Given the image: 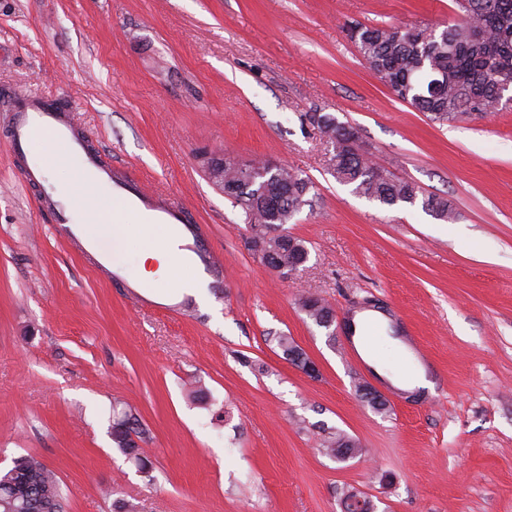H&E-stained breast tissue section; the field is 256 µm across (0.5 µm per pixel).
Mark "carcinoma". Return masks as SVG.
Instances as JSON below:
<instances>
[{
	"instance_id": "carcinoma-1",
	"label": "carcinoma",
	"mask_w": 512,
	"mask_h": 512,
	"mask_svg": "<svg viewBox=\"0 0 512 512\" xmlns=\"http://www.w3.org/2000/svg\"><path fill=\"white\" fill-rule=\"evenodd\" d=\"M466 14L437 30L430 26H377L356 24L349 30L370 69L384 85L431 119L450 123L479 116L500 106L501 94L512 90V0H468ZM310 125L331 145V169L336 179L354 193L385 206H421L437 220L456 218L448 199L426 195L420 188L395 178L370 164L359 152L356 131L335 117L308 113ZM212 182L224 190L244 213L247 242L267 260L273 254L281 274L295 272L308 259L304 242L290 234L271 235L285 228L310 200L308 180L284 168H268V162H247L239 170H226ZM301 310L317 326L333 317V307L313 295L299 300ZM284 359L299 365L307 353L287 335L276 337ZM109 435L116 448L141 473L152 461L141 448L147 431L126 409L114 405ZM346 449L357 455L360 445L342 433L329 434L322 451L335 458ZM345 512H373L365 493L350 490ZM65 503L57 475L33 456L19 457L18 464L0 472V512H64Z\"/></svg>"
}]
</instances>
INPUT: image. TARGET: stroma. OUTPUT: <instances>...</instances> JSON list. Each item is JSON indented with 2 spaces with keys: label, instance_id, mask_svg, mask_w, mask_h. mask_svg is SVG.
Returning a JSON list of instances; mask_svg holds the SVG:
<instances>
[{
  "label": "stroma",
  "instance_id": "1",
  "mask_svg": "<svg viewBox=\"0 0 512 512\" xmlns=\"http://www.w3.org/2000/svg\"><path fill=\"white\" fill-rule=\"evenodd\" d=\"M455 0H0V87L59 96L93 146L183 203L224 255V285L173 312L137 305L38 208L0 112V470L31 455L68 512H512V107L438 123L370 70L346 35L365 25H445ZM353 127L362 153L459 214L387 207L330 173L306 120ZM271 160L312 183L290 234L309 255L271 270L204 155ZM337 312L373 296L406 330L368 324L348 355L298 306ZM291 336L317 364L282 357ZM199 379L205 402L183 383ZM369 382L386 412L360 401ZM141 421L139 474L108 434L113 403ZM358 440L337 461L324 431Z\"/></svg>",
  "mask_w": 512,
  "mask_h": 512
}]
</instances>
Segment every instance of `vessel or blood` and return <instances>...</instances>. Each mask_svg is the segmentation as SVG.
Masks as SVG:
<instances>
[{
  "label": "vessel or blood",
  "mask_w": 512,
  "mask_h": 512,
  "mask_svg": "<svg viewBox=\"0 0 512 512\" xmlns=\"http://www.w3.org/2000/svg\"><path fill=\"white\" fill-rule=\"evenodd\" d=\"M0 105L17 114L12 148L22 159L30 181L41 178L51 157L63 161L64 177L71 184L67 198L44 191L39 203L75 248L111 281L127 288L141 285L140 279L131 275L129 262L101 242V215L119 209L172 232L179 250L194 259L190 277H205L212 287H223V255L203 243L198 226L187 218L183 205L143 183L126 179L111 157L88 143L72 120L69 105L42 93L4 87L0 88Z\"/></svg>",
  "instance_id": "vessel-or-blood-1"
}]
</instances>
